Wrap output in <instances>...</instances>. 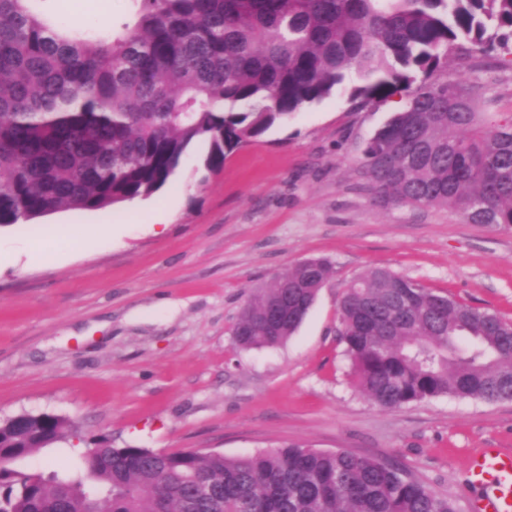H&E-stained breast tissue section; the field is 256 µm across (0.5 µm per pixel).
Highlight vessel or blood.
<instances>
[{"instance_id": "b4317fda", "label": "vessel or blood", "mask_w": 512, "mask_h": 512, "mask_svg": "<svg viewBox=\"0 0 512 512\" xmlns=\"http://www.w3.org/2000/svg\"><path fill=\"white\" fill-rule=\"evenodd\" d=\"M467 483L476 492L474 512H512V452L480 449L468 461Z\"/></svg>"}]
</instances>
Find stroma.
Here are the masks:
<instances>
[{
    "mask_svg": "<svg viewBox=\"0 0 512 512\" xmlns=\"http://www.w3.org/2000/svg\"><path fill=\"white\" fill-rule=\"evenodd\" d=\"M88 30L133 22L135 0H41ZM441 80L481 112H512V56L451 53ZM354 108L340 91L275 123L209 172L192 150L147 199L60 210L0 229V421L22 412L72 421L113 447L237 457L297 443L398 463L456 512H472L466 462L512 450V400L440 397L394 409L350 383L339 336L348 285L381 267L512 321V229L436 207L373 204L358 163L366 139L403 103ZM115 229L99 237L100 225ZM39 243L28 262L25 245ZM333 273L294 336L241 350L242 306L287 267ZM75 442L18 461L72 468Z\"/></svg>",
    "mask_w": 512,
    "mask_h": 512,
    "instance_id": "stroma-1",
    "label": "stroma"
}]
</instances>
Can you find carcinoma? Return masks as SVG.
<instances>
[{"mask_svg":"<svg viewBox=\"0 0 512 512\" xmlns=\"http://www.w3.org/2000/svg\"><path fill=\"white\" fill-rule=\"evenodd\" d=\"M31 2L0 0V227L148 198L200 143L218 170L354 73L359 107L407 93L363 148L375 204L512 228V113L479 112L435 78L468 45L512 54V0H138L118 34L62 28ZM331 272L309 259L259 289L237 347L287 341ZM339 319L354 386L376 407L512 399V322L495 313L373 269L349 285ZM75 436L65 417L20 413L0 422V457ZM92 444L75 470L0 465V512H455L406 468L348 451ZM201 485L219 494L202 500Z\"/></svg>","mask_w":512,"mask_h":512,"instance_id":"carcinoma-1","label":"carcinoma"}]
</instances>
